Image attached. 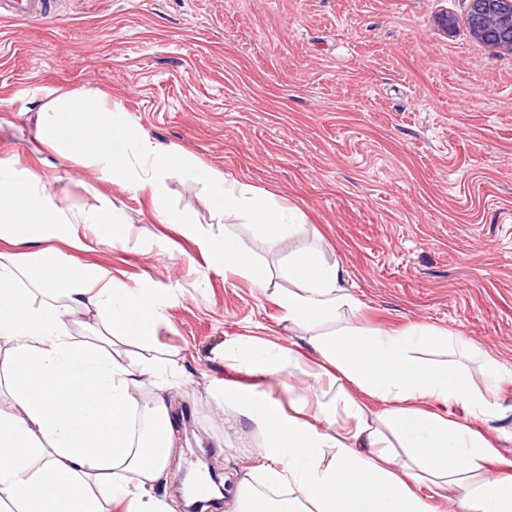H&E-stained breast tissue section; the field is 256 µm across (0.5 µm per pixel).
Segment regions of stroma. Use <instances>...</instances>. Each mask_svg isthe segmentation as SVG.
<instances>
[{"label": "stroma", "mask_w": 512, "mask_h": 512, "mask_svg": "<svg viewBox=\"0 0 512 512\" xmlns=\"http://www.w3.org/2000/svg\"><path fill=\"white\" fill-rule=\"evenodd\" d=\"M469 0H56L52 18L0 14V160L32 170L64 208L111 199L117 231L68 227L77 259L116 287L152 279L163 301L154 354L169 363L165 393L180 433L154 489L178 504V480L208 459L237 499L264 441L227 421L224 389L265 391L316 382L309 340L339 327L435 333L427 365L468 375L504 416L443 415L495 440L512 476V51L484 44ZM453 21L437 24L440 15ZM97 91L143 141L184 152L306 215L280 243L237 213L214 212L201 182L165 187L195 229L160 223L148 192L102 180L89 162L35 147L36 110L62 93ZM228 232L266 270L265 285L212 270L200 233ZM338 265L351 297L338 318L285 320L278 293L295 252ZM271 341L304 355L281 382L230 366L232 341ZM498 379L489 382L487 372Z\"/></svg>", "instance_id": "1"}]
</instances>
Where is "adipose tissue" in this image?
<instances>
[{"label": "adipose tissue", "mask_w": 512, "mask_h": 512, "mask_svg": "<svg viewBox=\"0 0 512 512\" xmlns=\"http://www.w3.org/2000/svg\"><path fill=\"white\" fill-rule=\"evenodd\" d=\"M111 200L69 214L29 169L0 162V241L29 244L24 263L0 251V379L11 400L0 408V512H105L128 500V512H166L153 489L167 457L151 453L134 423L156 425L163 447L174 426L163 395L140 403L137 392L159 372L156 361L125 362L105 352L115 336L154 342L162 301L152 279L114 287L108 272L52 247L71 224L119 223ZM291 289L278 301L288 321L304 325L348 302L336 266L314 252L288 262ZM97 318L101 345L76 342L69 316ZM431 333L370 328L316 336L311 344L333 367L336 394L289 404L268 393L224 390V406L266 437L241 485L235 512H433L416 492L475 479L462 512H512V479L489 476L491 440L437 412L460 403L473 418L500 417V405L469 381L420 363ZM224 359L246 372L279 378L298 355L270 342L236 341ZM384 405L375 413L371 402ZM405 449L398 462L396 449Z\"/></svg>", "instance_id": "1"}]
</instances>
